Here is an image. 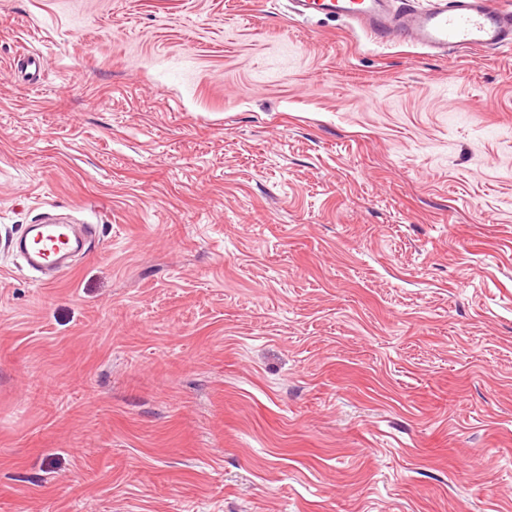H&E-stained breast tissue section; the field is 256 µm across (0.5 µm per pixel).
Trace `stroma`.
<instances>
[{"label":"stroma","instance_id":"1","mask_svg":"<svg viewBox=\"0 0 512 512\" xmlns=\"http://www.w3.org/2000/svg\"><path fill=\"white\" fill-rule=\"evenodd\" d=\"M0 512H512V53L0 0ZM89 224H31L19 243L27 265L42 274L44 285H51L67 272L73 259L89 244Z\"/></svg>","mask_w":512,"mask_h":512}]
</instances>
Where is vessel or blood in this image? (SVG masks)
Listing matches in <instances>:
<instances>
[{
  "label": "vessel or blood",
  "instance_id": "obj_1",
  "mask_svg": "<svg viewBox=\"0 0 512 512\" xmlns=\"http://www.w3.org/2000/svg\"><path fill=\"white\" fill-rule=\"evenodd\" d=\"M288 11L296 19L333 14L380 42L410 40L440 56L512 46V10L499 0H431L427 9L417 0H289ZM88 244V225L50 222L30 225L19 249L50 285Z\"/></svg>",
  "mask_w": 512,
  "mask_h": 512
}]
</instances>
